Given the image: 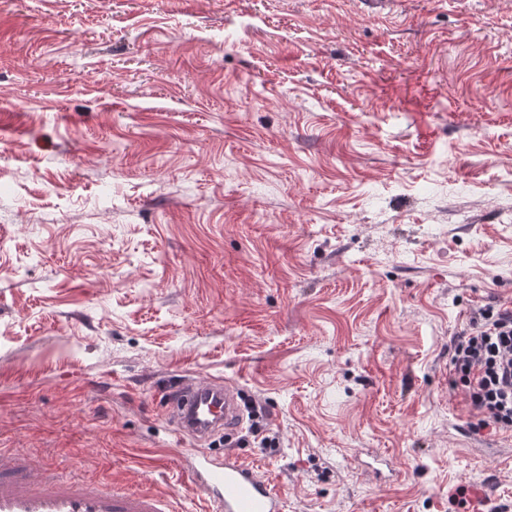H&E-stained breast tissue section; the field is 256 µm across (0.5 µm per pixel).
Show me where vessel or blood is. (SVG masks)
Wrapping results in <instances>:
<instances>
[{
  "mask_svg": "<svg viewBox=\"0 0 512 512\" xmlns=\"http://www.w3.org/2000/svg\"><path fill=\"white\" fill-rule=\"evenodd\" d=\"M178 435L207 442L240 430L245 410L237 386L223 379L190 378L167 403ZM191 487L212 512H282V497L265 477L239 455L215 458L194 454ZM0 512H177L171 496L118 492L82 479L62 480L36 471L20 454L0 453Z\"/></svg>",
  "mask_w": 512,
  "mask_h": 512,
  "instance_id": "b4317fda",
  "label": "vessel or blood"
}]
</instances>
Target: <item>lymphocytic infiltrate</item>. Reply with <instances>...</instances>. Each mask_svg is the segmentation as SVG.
<instances>
[{
    "label": "lymphocytic infiltrate",
    "mask_w": 512,
    "mask_h": 512,
    "mask_svg": "<svg viewBox=\"0 0 512 512\" xmlns=\"http://www.w3.org/2000/svg\"><path fill=\"white\" fill-rule=\"evenodd\" d=\"M454 382L476 430L512 433V305L479 309L451 345Z\"/></svg>",
    "instance_id": "obj_1"
}]
</instances>
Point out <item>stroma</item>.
Instances as JSON below:
<instances>
[{"mask_svg": "<svg viewBox=\"0 0 512 512\" xmlns=\"http://www.w3.org/2000/svg\"><path fill=\"white\" fill-rule=\"evenodd\" d=\"M503 302L512 0H0V448L209 512L214 376L285 512H512L448 356ZM167 409L176 434L196 442L230 435L245 421L240 388L222 378L184 380L170 395Z\"/></svg>", "mask_w": 512, "mask_h": 512, "instance_id": "1", "label": "stroma"}]
</instances>
